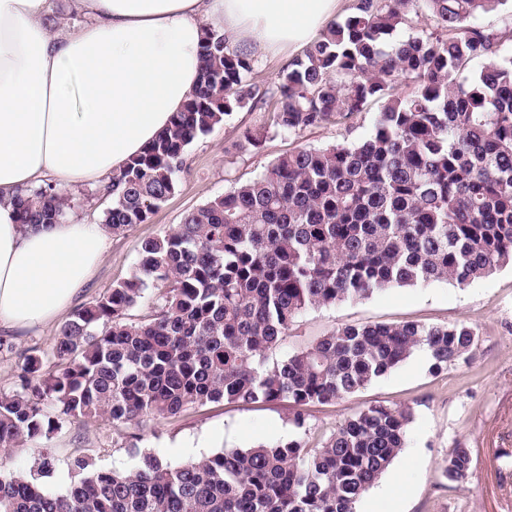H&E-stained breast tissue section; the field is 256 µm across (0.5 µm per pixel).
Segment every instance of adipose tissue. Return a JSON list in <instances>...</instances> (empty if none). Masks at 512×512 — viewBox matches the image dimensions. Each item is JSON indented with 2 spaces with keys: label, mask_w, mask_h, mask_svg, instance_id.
<instances>
[{
  "label": "adipose tissue",
  "mask_w": 512,
  "mask_h": 512,
  "mask_svg": "<svg viewBox=\"0 0 512 512\" xmlns=\"http://www.w3.org/2000/svg\"><path fill=\"white\" fill-rule=\"evenodd\" d=\"M344 0H76L80 28L50 32L48 0H0V329L56 323L105 250L95 224L23 229L14 198L106 186L198 87L205 27L279 55L309 46Z\"/></svg>",
  "instance_id": "adipose-tissue-1"
}]
</instances>
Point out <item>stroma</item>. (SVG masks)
<instances>
[{
	"mask_svg": "<svg viewBox=\"0 0 512 512\" xmlns=\"http://www.w3.org/2000/svg\"><path fill=\"white\" fill-rule=\"evenodd\" d=\"M375 108L355 115L344 125L327 124L300 134L268 132L259 147L238 149L243 130L264 124L262 110L242 109L226 117L211 134L187 149V171L178 176L177 192L147 223L116 235L108 234L103 260L81 295L87 304L118 281L130 276L141 241L180 224L184 214L223 195L235 182L261 174L276 157L300 146L350 143L365 137ZM425 324L465 322L480 341L468 358L439 372L420 353L360 392L309 410L311 438L330 433L354 411L371 404L407 405L412 419L406 446L393 461L398 484L407 494L401 512H512V267L458 288L445 282L389 288L362 300L311 309L292 326L286 342L269 354V362L285 359L310 338L341 324L366 322ZM59 325L19 333L0 332L14 353L0 350V385H8L18 351L37 347L50 352ZM294 432L287 404L240 405L223 402L189 407L181 414L115 426L105 418L63 426L39 442H27L0 458V469H29L43 449L57 462L50 486L65 488L71 480L69 463L84 456L100 467L129 471L143 453L179 462L232 448H249L287 439ZM465 443L473 451L468 477L450 484L440 466L448 448Z\"/></svg>",
	"mask_w": 512,
	"mask_h": 512,
	"instance_id": "1",
	"label": "stroma"
}]
</instances>
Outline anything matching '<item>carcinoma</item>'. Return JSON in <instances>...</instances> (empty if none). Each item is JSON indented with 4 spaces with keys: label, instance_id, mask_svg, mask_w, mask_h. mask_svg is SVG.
Listing matches in <instances>:
<instances>
[{
    "label": "carcinoma",
    "instance_id": "cac0c4a2",
    "mask_svg": "<svg viewBox=\"0 0 512 512\" xmlns=\"http://www.w3.org/2000/svg\"><path fill=\"white\" fill-rule=\"evenodd\" d=\"M508 2L353 0L272 87L250 78L254 59L229 49L224 32L205 29L199 88L112 174L102 218L112 233L146 223L176 193L187 148L234 111L259 107L265 129L298 134L376 102L373 129L283 154L143 240L131 275L76 309L50 355H20L0 388V454L65 424L120 426L224 401L285 402L296 433L175 464L145 454L122 473L79 457L63 491L43 481L55 465L46 450L27 472L0 471V512H355L404 447L411 408L370 405L311 444L309 407L360 391L421 345L439 371L472 349L476 330L342 324L283 361L268 353L308 309L420 282L463 287L512 265ZM494 11L500 26L476 23ZM423 15L435 31L386 41ZM15 206L24 226L71 208L49 184L20 191ZM149 290L152 314L134 317ZM472 462L458 442L441 476L460 483Z\"/></svg>",
    "mask_w": 512,
    "mask_h": 512
}]
</instances>
